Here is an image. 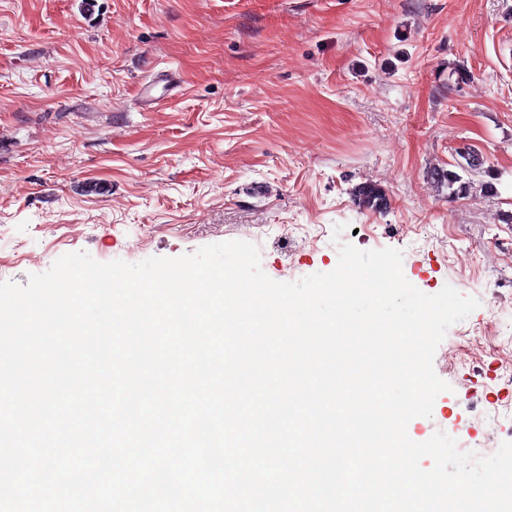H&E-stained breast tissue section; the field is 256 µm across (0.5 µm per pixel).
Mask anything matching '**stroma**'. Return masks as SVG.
<instances>
[{"label": "stroma", "instance_id": "1", "mask_svg": "<svg viewBox=\"0 0 512 512\" xmlns=\"http://www.w3.org/2000/svg\"><path fill=\"white\" fill-rule=\"evenodd\" d=\"M163 68L181 88L143 111ZM470 148L484 170L449 198L430 172ZM226 241L277 282L395 248L423 293L477 298L409 433L512 442V0H0V281ZM353 195L358 205L373 209L383 210L386 208L387 200L383 190L376 184L364 182L356 186Z\"/></svg>", "mask_w": 512, "mask_h": 512}]
</instances>
